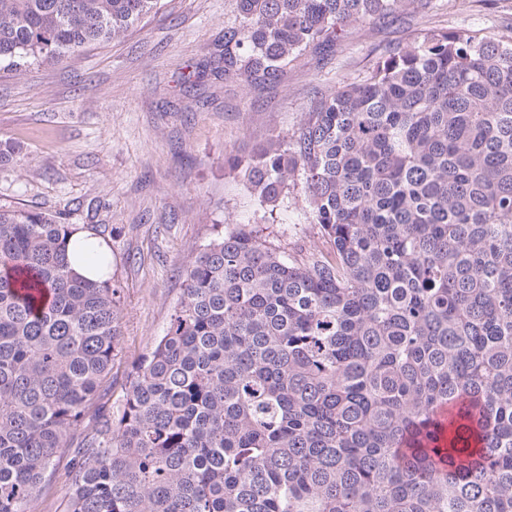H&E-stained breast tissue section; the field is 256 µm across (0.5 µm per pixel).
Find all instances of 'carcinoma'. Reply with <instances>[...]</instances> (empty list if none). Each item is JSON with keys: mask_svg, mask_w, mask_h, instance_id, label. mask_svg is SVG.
Instances as JSON below:
<instances>
[{"mask_svg": "<svg viewBox=\"0 0 512 512\" xmlns=\"http://www.w3.org/2000/svg\"><path fill=\"white\" fill-rule=\"evenodd\" d=\"M162 0H0V70L120 39ZM433 0H236L216 77L275 84L354 24ZM270 221L185 272L121 412L78 444L119 352L120 288L70 267L62 213L0 209V512L63 449L69 512H512V36L424 29L238 158ZM79 247L112 261V228Z\"/></svg>", "mask_w": 512, "mask_h": 512, "instance_id": "cac0c4a2", "label": "carcinoma"}]
</instances>
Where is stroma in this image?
Segmentation results:
<instances>
[{
    "mask_svg": "<svg viewBox=\"0 0 512 512\" xmlns=\"http://www.w3.org/2000/svg\"><path fill=\"white\" fill-rule=\"evenodd\" d=\"M236 0H163L116 41L58 63L0 71V207L61 212L74 226L112 228V281L121 289L120 352L100 404L119 412L133 365L163 336L184 273L238 224H260L268 246L298 258L331 245L300 198L275 222L261 211L228 154L293 131L317 95L361 79L376 53L437 26L512 31V0H443L437 10L348 28L325 55L303 54L279 84L214 77ZM67 455L29 504L68 512Z\"/></svg>",
    "mask_w": 512,
    "mask_h": 512,
    "instance_id": "stroma-1",
    "label": "stroma"
}]
</instances>
